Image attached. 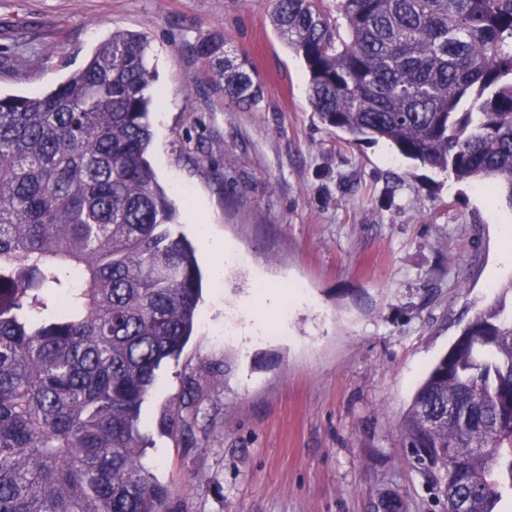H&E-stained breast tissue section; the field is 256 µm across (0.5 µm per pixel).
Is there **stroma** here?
Instances as JSON below:
<instances>
[{
    "label": "stroma",
    "mask_w": 512,
    "mask_h": 512,
    "mask_svg": "<svg viewBox=\"0 0 512 512\" xmlns=\"http://www.w3.org/2000/svg\"><path fill=\"white\" fill-rule=\"evenodd\" d=\"M272 0H0V95L47 92L114 29L146 35L150 160L203 273L161 365L144 461L169 512H444L401 425L463 327L512 283V205L322 124ZM225 37L264 97L232 103L188 46ZM230 246L231 256L206 247ZM300 284L277 313L266 289ZM195 395L198 415L167 428Z\"/></svg>",
    "instance_id": "35a3bbf8"
}]
</instances>
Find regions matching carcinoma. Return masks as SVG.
<instances>
[{
	"label": "carcinoma",
	"mask_w": 512,
	"mask_h": 512,
	"mask_svg": "<svg viewBox=\"0 0 512 512\" xmlns=\"http://www.w3.org/2000/svg\"><path fill=\"white\" fill-rule=\"evenodd\" d=\"M273 0L320 121L512 205V0ZM114 30L40 96H0V512H168L143 458L156 371L193 334L201 276L148 159L154 74ZM238 104L249 59L191 45ZM403 447L467 512L512 496V307L476 313L418 388Z\"/></svg>",
	"instance_id": "obj_1"
}]
</instances>
